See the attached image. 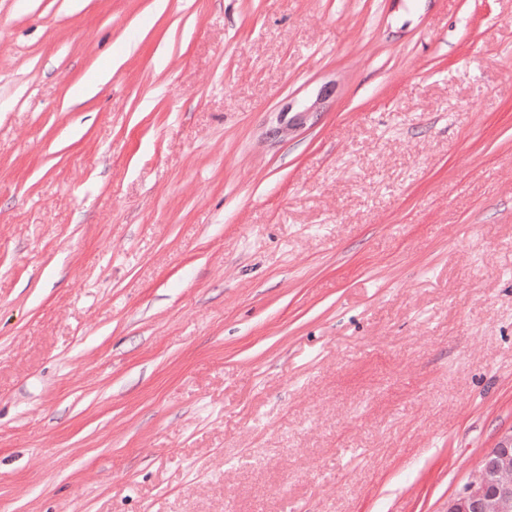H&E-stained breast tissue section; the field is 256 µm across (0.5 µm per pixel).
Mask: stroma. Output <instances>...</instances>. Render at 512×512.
<instances>
[{"mask_svg":"<svg viewBox=\"0 0 512 512\" xmlns=\"http://www.w3.org/2000/svg\"><path fill=\"white\" fill-rule=\"evenodd\" d=\"M510 429L512 0H0V512H446Z\"/></svg>","mask_w":512,"mask_h":512,"instance_id":"1","label":"stroma"}]
</instances>
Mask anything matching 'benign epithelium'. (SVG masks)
<instances>
[{
    "label": "benign epithelium",
    "mask_w": 512,
    "mask_h": 512,
    "mask_svg": "<svg viewBox=\"0 0 512 512\" xmlns=\"http://www.w3.org/2000/svg\"><path fill=\"white\" fill-rule=\"evenodd\" d=\"M316 109L315 103L297 108L285 128L305 126ZM283 129H276L274 134L282 133ZM447 512H512V429L498 437L481 457L467 483L448 499Z\"/></svg>",
    "instance_id": "1"
}]
</instances>
